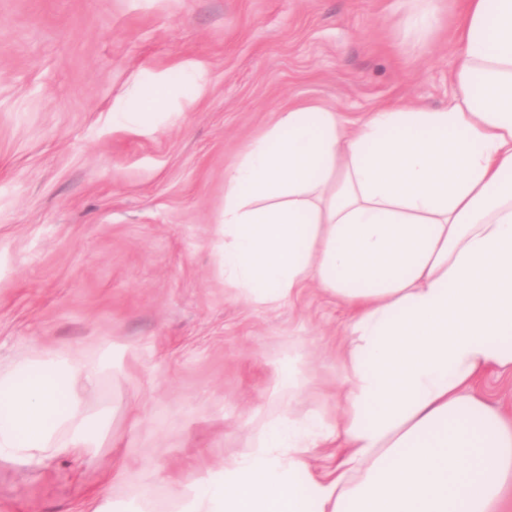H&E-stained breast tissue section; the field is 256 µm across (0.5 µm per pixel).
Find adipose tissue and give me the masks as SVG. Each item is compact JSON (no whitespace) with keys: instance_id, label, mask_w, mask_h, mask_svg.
Wrapping results in <instances>:
<instances>
[{"instance_id":"adipose-tissue-1","label":"adipose tissue","mask_w":512,"mask_h":512,"mask_svg":"<svg viewBox=\"0 0 512 512\" xmlns=\"http://www.w3.org/2000/svg\"><path fill=\"white\" fill-rule=\"evenodd\" d=\"M447 108L345 122L289 109L225 174L224 284L261 308L308 284L345 305L335 417L269 412L251 449L181 481L176 512H507L512 421V0H463ZM103 366L37 347L0 372V457L94 448ZM331 451L335 466L311 459ZM479 391L505 415H512V375L488 372L479 381Z\"/></svg>"}]
</instances>
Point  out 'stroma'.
Returning a JSON list of instances; mask_svg holds the SVG:
<instances>
[{
  "label": "stroma",
  "mask_w": 512,
  "mask_h": 512,
  "mask_svg": "<svg viewBox=\"0 0 512 512\" xmlns=\"http://www.w3.org/2000/svg\"><path fill=\"white\" fill-rule=\"evenodd\" d=\"M433 2L421 31L420 0H0V369L36 343L105 364L97 448L0 459V512H173L175 480L251 448L295 353L293 412L335 415L349 313L225 287L224 173L291 107H447L460 0Z\"/></svg>",
  "instance_id": "1"
}]
</instances>
